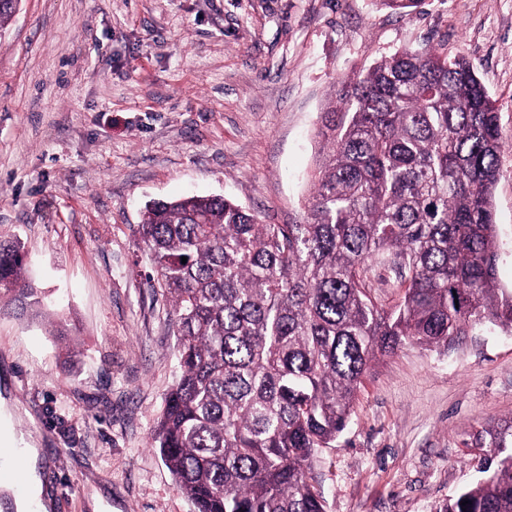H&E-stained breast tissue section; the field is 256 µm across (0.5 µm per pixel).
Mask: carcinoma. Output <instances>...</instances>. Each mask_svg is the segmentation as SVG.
<instances>
[{
    "label": "carcinoma",
    "mask_w": 512,
    "mask_h": 512,
    "mask_svg": "<svg viewBox=\"0 0 512 512\" xmlns=\"http://www.w3.org/2000/svg\"><path fill=\"white\" fill-rule=\"evenodd\" d=\"M377 2L407 15L425 0ZM319 136L299 224L208 195L153 202L138 225L177 333L153 447L194 512H325L309 463L374 361L512 332L492 199L505 140L473 65L434 48L385 57L342 83ZM376 262L400 277L387 309L367 292ZM3 300L44 306L18 240L0 242ZM471 445L490 449L479 479L437 512H512V418Z\"/></svg>",
    "instance_id": "obj_1"
}]
</instances>
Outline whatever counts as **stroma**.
Wrapping results in <instances>:
<instances>
[{"label": "stroma", "mask_w": 512, "mask_h": 512, "mask_svg": "<svg viewBox=\"0 0 512 512\" xmlns=\"http://www.w3.org/2000/svg\"><path fill=\"white\" fill-rule=\"evenodd\" d=\"M429 48L473 64L512 141V0H21L0 28V241L55 306L0 313V431L38 449L52 512H193L152 446L177 338L146 205L222 195L299 223L339 82ZM499 169L512 289V150ZM510 417L512 334L408 345L363 378L311 482L326 512H436L476 477L471 435Z\"/></svg>", "instance_id": "stroma-1"}]
</instances>
